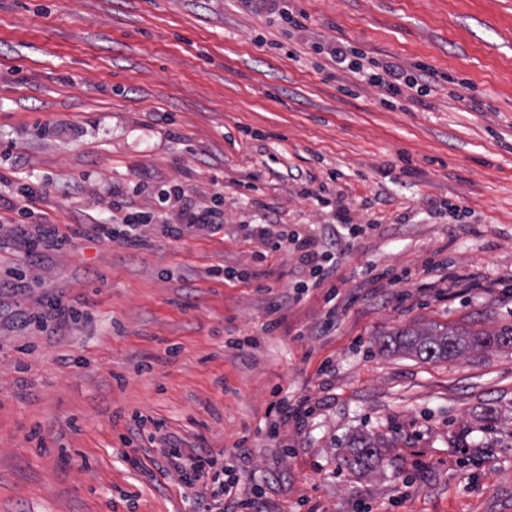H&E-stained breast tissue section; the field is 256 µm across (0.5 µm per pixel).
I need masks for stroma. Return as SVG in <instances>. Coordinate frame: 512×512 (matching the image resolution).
Segmentation results:
<instances>
[{"label": "stroma", "instance_id": "stroma-1", "mask_svg": "<svg viewBox=\"0 0 512 512\" xmlns=\"http://www.w3.org/2000/svg\"><path fill=\"white\" fill-rule=\"evenodd\" d=\"M288 4L305 29L264 0H0V174L19 177L0 216L22 183L37 224H108L113 190L143 208L169 182L223 190L225 212L140 249L31 253L0 226V512H204L138 414L216 467L240 448L267 512H512V347L381 349L403 329L512 327V0ZM339 38L437 84L383 106L308 51ZM312 192L362 227L336 243L334 311L321 288L293 298L300 242L321 248L330 220ZM259 202L280 250L249 282L215 277L253 263ZM429 258L490 290L424 288ZM371 267L413 278L376 288ZM57 300L73 319L40 331ZM300 396L310 416L275 427L272 405ZM361 434L386 449L371 470L343 462Z\"/></svg>", "mask_w": 512, "mask_h": 512}]
</instances>
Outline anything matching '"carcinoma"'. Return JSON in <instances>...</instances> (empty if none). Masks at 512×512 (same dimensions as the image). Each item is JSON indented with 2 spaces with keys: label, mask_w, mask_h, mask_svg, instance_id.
Instances as JSON below:
<instances>
[{
  "label": "carcinoma",
  "mask_w": 512,
  "mask_h": 512,
  "mask_svg": "<svg viewBox=\"0 0 512 512\" xmlns=\"http://www.w3.org/2000/svg\"><path fill=\"white\" fill-rule=\"evenodd\" d=\"M512 345V329L498 333L485 332H429L405 329L383 342L391 352L414 353L424 359H450L467 350ZM383 459L381 446L372 438L359 435L349 444L347 465L358 469H371Z\"/></svg>",
  "instance_id": "cac0c4a2"
}]
</instances>
